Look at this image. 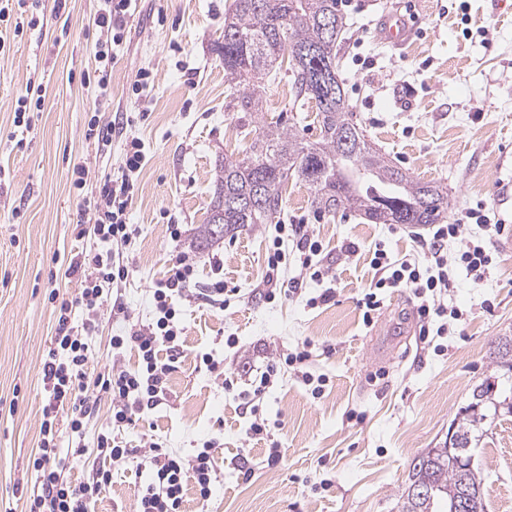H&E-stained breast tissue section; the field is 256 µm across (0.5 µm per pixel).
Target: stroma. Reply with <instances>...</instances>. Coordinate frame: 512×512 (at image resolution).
<instances>
[{"mask_svg":"<svg viewBox=\"0 0 512 512\" xmlns=\"http://www.w3.org/2000/svg\"><path fill=\"white\" fill-rule=\"evenodd\" d=\"M397 0H350L347 26L337 44L340 77L358 123L373 147L417 180L447 185L451 206L444 223L480 205L490 221L507 220L489 244L493 267L479 284L454 269L457 286L441 295L460 309L464 324L448 334V348L434 353L419 339L415 299L386 291L372 324L358 301L370 285L376 245L392 259L423 260L410 228L372 224L352 211H316L307 185L289 178L282 191L283 224L310 225L322 246L335 298L310 307L318 282L305 280L303 295L266 301L259 296L267 256L276 235L271 224H253L212 247L197 249L194 236L212 196L214 160L248 155L261 125L292 120L289 76L262 82L258 114L230 107L224 77V16L233 0H141L128 24V39L112 70L115 112H146L133 127L146 160L135 182L130 221L136 234L123 252L128 277L121 295L130 321L115 319L111 304L98 313L88 338L91 374L113 362L110 338L152 317V291L180 257L195 267L198 284L223 277L229 307L182 299L183 346L169 376V397L141 414L125 432L129 445L154 441L189 451L219 437L221 477L209 512H395L412 459L442 447L448 430L491 373L490 354L499 337L512 336V0H411L415 37L393 49L377 40L380 18ZM98 0H68L55 11L43 0L37 25L25 28L0 53V512H25L35 477L28 464L39 444L45 391L41 369L54 335L59 292L74 299L77 278L70 259L100 250L92 230L82 229L79 199L71 188L75 166L89 170L87 195L101 178L120 175L123 145L97 149L85 139L99 102L93 73ZM154 81L146 98L131 85L141 68ZM46 89L23 146L8 134L18 97L28 82ZM182 235L171 238L168 225ZM358 255L345 259L347 244ZM224 263L214 272L212 257ZM239 339L236 348L227 337ZM309 342L306 369L325 376L321 397H312L292 371H284L262 396L261 417L280 445L276 465L266 462V443L249 439L251 415L242 396L279 353ZM213 352L222 386L197 354ZM110 400L80 436L63 437L65 479L83 480L99 461L98 433L109 425ZM246 458L250 476L235 467ZM486 512H512V415L495 418L474 450ZM112 483L96 512H137L142 480L135 462L112 469ZM329 489H321L322 481Z\"/></svg>","mask_w":512,"mask_h":512,"instance_id":"stroma-1","label":"stroma"}]
</instances>
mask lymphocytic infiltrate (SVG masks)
Returning a JSON list of instances; mask_svg holds the SVG:
<instances>
[{"label": "lymphocytic infiltrate", "instance_id": "1", "mask_svg": "<svg viewBox=\"0 0 512 512\" xmlns=\"http://www.w3.org/2000/svg\"><path fill=\"white\" fill-rule=\"evenodd\" d=\"M137 0H101L95 18L98 32L97 84L100 97L107 98L112 90V66L124 43L128 22L137 11ZM136 124L135 116L126 112L116 113L114 119L104 120L92 116L86 130V139L98 145L111 144L113 137L123 139L121 175L104 179L95 196L82 200L81 212L94 226L96 238L103 243V250L73 261L68 273L79 274L81 291L75 300H61L57 313L55 336L43 362L41 376L46 393L44 419L39 433V446L31 460L35 482L30 490L27 512H95L98 498L112 483L113 465L138 459V467L146 477L136 489L138 512H184L187 490H194L200 505H208L219 480L216 462L218 438H211L193 453L184 454L150 443L147 450L137 452L124 441L125 429L134 426L137 415L154 410L165 401L168 378L177 361L181 348L182 311L175 304L176 298L196 296L194 267L187 258H180L163 287L152 293L153 317L125 335L111 338L112 350L122 353L134 349L137 364L134 368H111L90 377L91 352L87 343L89 333L97 327L96 314L104 302H111L115 318L128 319L125 303L111 300L114 289L120 288L128 271L123 246L129 245L135 234L130 222L129 206L133 197L135 177L144 161V144L131 133ZM278 234L291 237L299 253L302 268L311 272L312 279L321 280L326 270L319 256L321 243L314 240L305 224L277 225ZM459 223L436 224L421 247L424 261L411 259L392 260L384 248H376L370 260L374 279L359 299L365 324H372L375 314L383 305L385 290H408L417 301L415 314L421 341L448 333L449 323H462L460 310L448 309L439 297L455 286L448 269L449 263L463 268L474 282H482L490 271L492 255L486 241H467L449 256L448 241L457 237ZM81 308L84 318L81 325H74V308ZM310 352L301 345L283 352L268 364L252 393L244 404L254 419L248 431L252 438L269 441L267 461L277 463L280 451L270 441L266 419L259 417L257 400L265 393L283 369H291L312 396L321 395L326 379L307 371ZM98 388L110 396L112 408L109 426L99 433L95 455L102 465L85 480L74 483L62 475L64 462L59 455L62 433L77 436L94 411L89 388ZM65 415L66 427H59L58 415Z\"/></svg>", "mask_w": 512, "mask_h": 512}]
</instances>
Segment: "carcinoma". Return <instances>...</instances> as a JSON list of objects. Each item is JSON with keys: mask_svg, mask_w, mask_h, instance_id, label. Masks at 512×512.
<instances>
[{"mask_svg": "<svg viewBox=\"0 0 512 512\" xmlns=\"http://www.w3.org/2000/svg\"><path fill=\"white\" fill-rule=\"evenodd\" d=\"M332 20L325 49L310 55L320 39V24ZM344 27L338 0H234L224 17V76L234 85V106L252 114L260 110L259 81L274 80L288 62L294 102L314 104L319 138H301L292 126L277 120L261 127L250 157L215 162L213 193L198 248L205 249L224 233L249 224H271L281 211L288 176L304 182L320 211H355L375 224H434L449 207L448 187L421 182L389 164L367 142L353 120L339 81L336 41ZM492 364L512 374V344L497 343ZM512 387L494 386L487 378L472 389L470 402L452 422L454 446L472 457L490 413L512 414ZM431 484L433 498L416 500L408 490L397 499L398 512H450V494L465 492L464 512H484V492L474 464L460 468L448 462L441 448L410 465L408 485Z\"/></svg>", "mask_w": 512, "mask_h": 512, "instance_id": "cac0c4a2", "label": "carcinoma"}]
</instances>
